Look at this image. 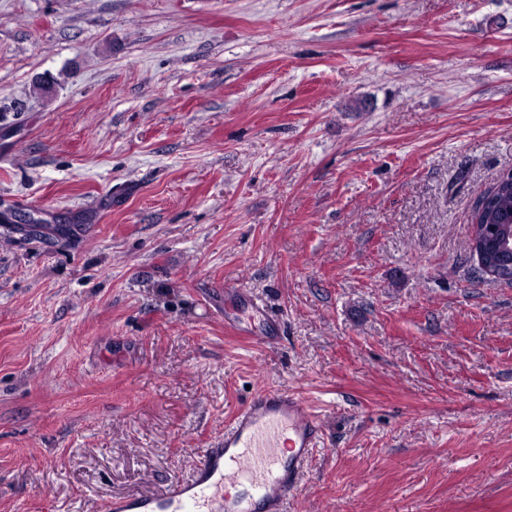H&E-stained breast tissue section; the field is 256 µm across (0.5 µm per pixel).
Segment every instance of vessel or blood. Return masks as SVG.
I'll list each match as a JSON object with an SVG mask.
<instances>
[{"label":"vessel or blood","instance_id":"1","mask_svg":"<svg viewBox=\"0 0 512 512\" xmlns=\"http://www.w3.org/2000/svg\"><path fill=\"white\" fill-rule=\"evenodd\" d=\"M322 437L321 420L303 395L259 391L202 449L188 478L155 493L112 498L94 512H288Z\"/></svg>","mask_w":512,"mask_h":512}]
</instances>
